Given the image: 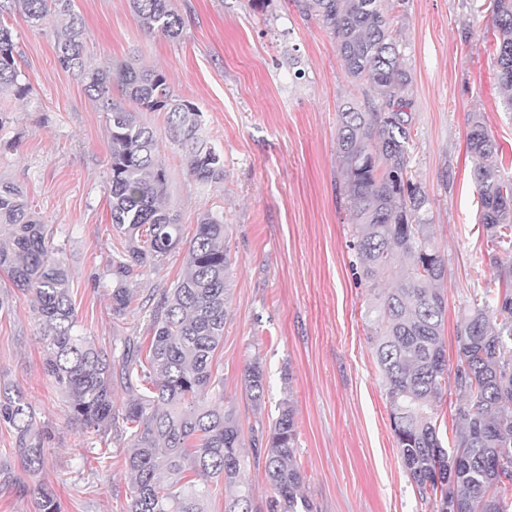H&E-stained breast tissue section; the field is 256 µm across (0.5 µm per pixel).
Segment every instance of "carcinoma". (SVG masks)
Returning a JSON list of instances; mask_svg holds the SVG:
<instances>
[{
	"label": "carcinoma",
	"mask_w": 512,
	"mask_h": 512,
	"mask_svg": "<svg viewBox=\"0 0 512 512\" xmlns=\"http://www.w3.org/2000/svg\"><path fill=\"white\" fill-rule=\"evenodd\" d=\"M384 0H296L304 17L321 20L350 81L363 97L336 112V158L349 211L356 275L373 292L368 334L386 386L398 457L421 500L438 512H512V174L484 115L471 114L467 150L480 197L481 224L498 288L474 291L449 367L443 340L447 260L434 242L430 198L410 176L415 149L411 73L401 61L394 17ZM141 26L176 39L184 22L170 0H130ZM17 6L39 27L56 19L59 65L100 101L111 140L109 206L112 257L96 280H112L114 323L148 319L152 336H114L110 350L78 330L63 248L53 244L22 186L0 182V272L30 294L41 322L46 375L63 394L67 416L85 432L122 447L128 477L127 512H208L224 494V512H253L241 429L224 405L215 356L229 315L231 260L227 225L212 211L196 217L184 239L180 216L165 204L169 171L160 159L161 134L143 117L162 112L166 132L184 152L188 176L224 181V157L201 134L200 112L171 92L166 75L129 62L105 66L85 55L86 28L72 0H0V91L22 98L14 41L3 13ZM497 84L512 108V0H494ZM184 253L181 277L139 298L138 278ZM399 257L408 259L382 287ZM260 358L244 369L245 395L264 404ZM453 386L461 399L451 439L440 431L438 403ZM124 389L120 407L112 395ZM32 475L44 465L49 432L21 389L0 384V427ZM255 459L273 490L267 512H311L296 460L298 426L291 404L252 429ZM38 512H60L56 494L35 489Z\"/></svg>",
	"instance_id": "cac0c4a2"
}]
</instances>
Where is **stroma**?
<instances>
[{
  "instance_id": "1",
  "label": "stroma",
  "mask_w": 512,
  "mask_h": 512,
  "mask_svg": "<svg viewBox=\"0 0 512 512\" xmlns=\"http://www.w3.org/2000/svg\"><path fill=\"white\" fill-rule=\"evenodd\" d=\"M183 34L145 31L129 0H74L86 54L162 71L201 114L202 134L224 156V181L189 178L177 144L163 140L166 202L192 236L198 213L223 214L232 293L217 351L224 403L244 441L257 420L292 402L297 461L313 512H434L405 472L386 392L364 320L368 291L352 266L351 224L340 195L336 112L353 88L323 24L293 0H173ZM489 0H406L395 27L413 78L416 149L411 169L431 199L436 242L448 260L444 342L455 338L474 289L494 277L478 222L466 133L471 113L512 159V112L495 87L497 54ZM13 30L19 80L29 93L0 94V180L21 184L54 244L67 255L72 299L84 335L99 347L124 335L113 325L111 282L95 283L112 254L107 115L81 81L57 63L53 24ZM33 301L13 291L0 312V381L18 386L52 439L42 472L24 490L0 487V512H35L28 488L51 487L61 512H125L122 457L103 467L44 373ZM265 367V408L242 383L245 363Z\"/></svg>"
}]
</instances>
